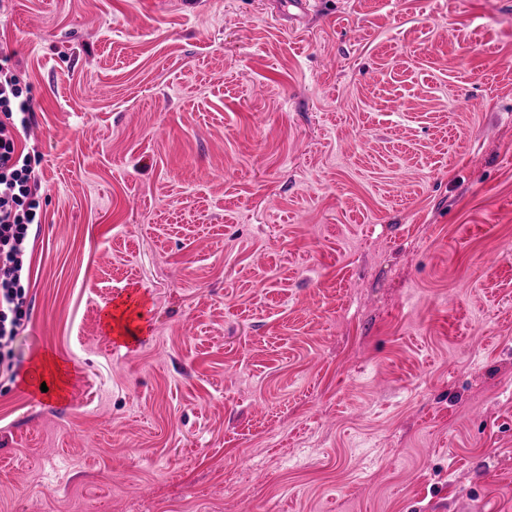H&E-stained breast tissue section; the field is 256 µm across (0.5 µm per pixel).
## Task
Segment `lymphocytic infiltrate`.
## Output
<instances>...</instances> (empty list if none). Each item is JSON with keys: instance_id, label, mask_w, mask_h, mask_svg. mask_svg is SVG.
I'll return each instance as SVG.
<instances>
[{"instance_id": "lymphocytic-infiltrate-1", "label": "lymphocytic infiltrate", "mask_w": 512, "mask_h": 512, "mask_svg": "<svg viewBox=\"0 0 512 512\" xmlns=\"http://www.w3.org/2000/svg\"><path fill=\"white\" fill-rule=\"evenodd\" d=\"M0 51V376L13 372L11 347L27 315L28 243L43 218L36 168L40 155L18 136L34 120L33 99Z\"/></svg>"}]
</instances>
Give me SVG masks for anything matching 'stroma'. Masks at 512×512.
<instances>
[{"instance_id":"obj_1","label":"stroma","mask_w":512,"mask_h":512,"mask_svg":"<svg viewBox=\"0 0 512 512\" xmlns=\"http://www.w3.org/2000/svg\"><path fill=\"white\" fill-rule=\"evenodd\" d=\"M0 45V512H512V0H8ZM0 47V376H13L11 347L24 325L29 304L28 243L33 224H41L40 155L18 140L34 121L33 98L24 91ZM25 308V309H24ZM135 301V300H134ZM132 302L131 298L109 308L103 315V323L111 332L112 330L127 341L138 339L142 333L141 324L135 321L132 326L126 317L127 311L137 307L139 303ZM74 369L66 362H61L50 355L44 354L35 362L34 368L29 378V384L34 391H41V384L49 382L53 391L63 396Z\"/></svg>"}]
</instances>
